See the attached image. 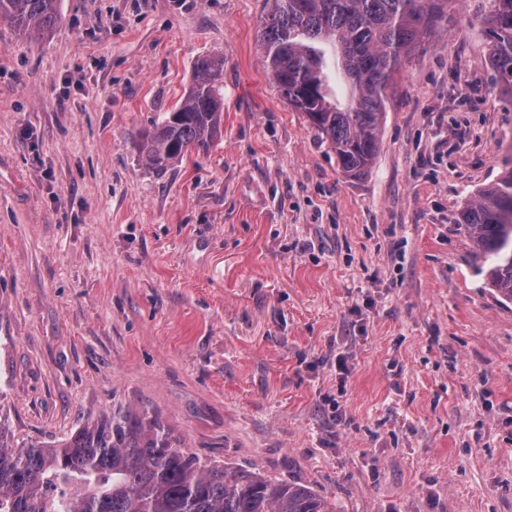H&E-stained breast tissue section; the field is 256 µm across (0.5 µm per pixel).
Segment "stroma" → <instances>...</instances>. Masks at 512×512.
I'll return each mask as SVG.
<instances>
[{
    "instance_id": "35a3bbf8",
    "label": "stroma",
    "mask_w": 512,
    "mask_h": 512,
    "mask_svg": "<svg viewBox=\"0 0 512 512\" xmlns=\"http://www.w3.org/2000/svg\"><path fill=\"white\" fill-rule=\"evenodd\" d=\"M490 8L458 0L404 60L360 180L270 80L266 0H59L46 39L0 21L16 441L135 408L337 512H512V303L455 222L512 169V99L472 23ZM205 55L220 133L155 173L137 134Z\"/></svg>"
}]
</instances>
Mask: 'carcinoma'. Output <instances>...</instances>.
I'll return each instance as SVG.
<instances>
[{"label":"carcinoma","mask_w":512,"mask_h":512,"mask_svg":"<svg viewBox=\"0 0 512 512\" xmlns=\"http://www.w3.org/2000/svg\"><path fill=\"white\" fill-rule=\"evenodd\" d=\"M454 0H267L259 42L268 74L305 114L350 179L368 175L388 92L402 58L421 48ZM58 0H0V20L44 37L62 21ZM474 19L484 31L495 85L512 97V0H491ZM328 41L349 82L345 103L323 70ZM224 59H197L174 109L141 131L146 165L162 172L207 152L219 132ZM459 224L486 266L487 284L512 303V169L460 211ZM0 512H336L312 487L185 454L170 430L132 409L104 413L58 443L17 444L0 419Z\"/></svg>","instance_id":"cac0c4a2"}]
</instances>
